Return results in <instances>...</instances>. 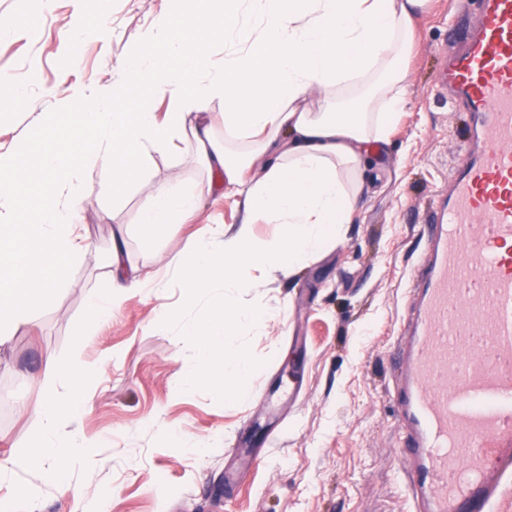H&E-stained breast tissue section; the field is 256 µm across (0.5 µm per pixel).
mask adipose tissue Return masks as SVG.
Segmentation results:
<instances>
[{"mask_svg":"<svg viewBox=\"0 0 512 512\" xmlns=\"http://www.w3.org/2000/svg\"><path fill=\"white\" fill-rule=\"evenodd\" d=\"M426 4L210 0L205 12L186 11L147 31L108 90H70L64 106L76 122L44 153L41 166L22 163L18 150L0 153V339L55 305L71 266L91 254L78 232L83 163L109 171L108 193L117 202L145 174L149 152L167 153L176 140L187 143L188 156L202 163L207 177L191 191L177 182L158 186L141 203L138 234L161 241L218 183L243 211L223 237L210 230L194 235L165 261L187 296H229L245 284L258 287L263 277L296 274L351 222L364 186L363 154L386 139L409 105L401 63L414 47V17ZM251 5L255 29L243 21ZM218 30L237 49L213 76L206 46ZM314 94L324 111H312ZM155 98L169 101L165 121L150 108ZM216 98L224 101L220 137L203 120ZM29 186L41 190L34 221L19 197ZM262 223L277 225V234L255 238L253 227ZM106 267L107 285L87 304L78 344L111 317L127 290L158 294L157 279L139 276L120 243H113ZM267 319L261 304L232 313L219 306L187 325L182 341L197 363L181 390L206 384L219 396L229 387L242 395L254 364L230 345L243 328ZM104 368L101 361L64 364L44 354L43 397L33 408L37 429L23 451L0 459V480L13 483L16 496L36 497L16 482L18 471L47 468L57 476L97 462L98 443L77 422L91 400L89 384Z\"/></svg>","mask_w":512,"mask_h":512,"instance_id":"ef3b65f1","label":"adipose tissue"}]
</instances>
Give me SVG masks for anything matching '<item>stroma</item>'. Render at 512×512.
<instances>
[{
    "label": "stroma",
    "mask_w": 512,
    "mask_h": 512,
    "mask_svg": "<svg viewBox=\"0 0 512 512\" xmlns=\"http://www.w3.org/2000/svg\"><path fill=\"white\" fill-rule=\"evenodd\" d=\"M455 0H430L415 21V48L406 59L410 105L385 141L371 144L379 161L358 203L354 224L291 280L271 278L241 289L228 307L263 302L270 317L261 332L237 337L257 365L247 399H221L205 385L186 394L177 380L196 364L181 342L186 325L206 317L219 295L188 300L180 277L160 275L159 297L133 291L83 346L76 338L89 296L103 288L113 235L125 227V248L140 275H159L158 255L173 257L204 229L238 223L241 213L223 187L202 200L196 216L172 225L157 245L136 232L139 206L163 182H199L192 160L152 154L147 172L111 216L109 172L83 170L81 233L96 257L70 270L59 302L0 342V458L29 442L42 390L44 352L61 361H106L92 384L80 424L102 440L100 461L69 472L77 500L60 498L46 474L22 472L36 503L13 499L15 512H224L228 449L262 454L239 481L234 512H419L404 491L400 425L391 397L392 353L405 319L404 282L422 255V228L436 191L448 183L464 130L460 112L437 85L448 35L459 19ZM174 0H0V18L35 15L39 26L0 29V148L24 147L38 163L51 140L46 121L71 126L60 100L80 85L109 87L121 75L140 35L174 15ZM74 49L75 64L64 62ZM23 95L26 106L15 103ZM296 383V403L281 387ZM266 395L263 403L255 395ZM164 419L180 437L204 442L180 447L154 425Z\"/></svg>",
    "instance_id": "35a3bbf8"
}]
</instances>
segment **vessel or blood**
I'll return each mask as SVG.
<instances>
[{
    "label": "vessel or blood",
    "instance_id": "vessel-or-blood-1",
    "mask_svg": "<svg viewBox=\"0 0 512 512\" xmlns=\"http://www.w3.org/2000/svg\"><path fill=\"white\" fill-rule=\"evenodd\" d=\"M440 88L465 114L405 285L397 367L405 491L424 512H493L512 461V0H458Z\"/></svg>",
    "mask_w": 512,
    "mask_h": 512
}]
</instances>
